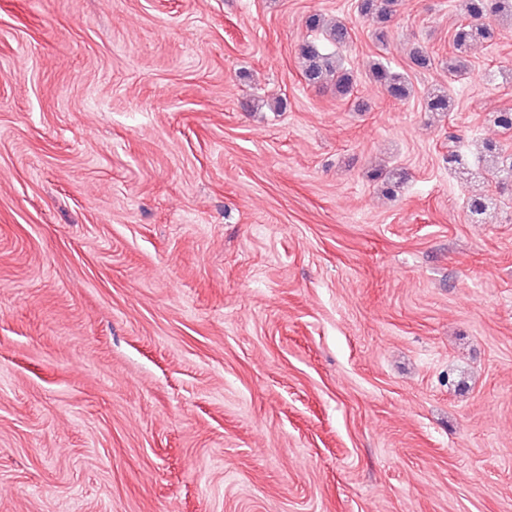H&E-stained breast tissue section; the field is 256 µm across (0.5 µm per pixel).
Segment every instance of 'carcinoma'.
Masks as SVG:
<instances>
[{
    "label": "carcinoma",
    "instance_id": "1",
    "mask_svg": "<svg viewBox=\"0 0 512 512\" xmlns=\"http://www.w3.org/2000/svg\"><path fill=\"white\" fill-rule=\"evenodd\" d=\"M395 2L396 0H360L358 11L363 16L373 15L380 22L389 23L394 16ZM455 8L461 15L462 22L452 35L454 57L448 62V71L451 73L458 72L469 54L495 37L494 21L504 18L512 20V0H455ZM306 27L311 31L324 33L327 40L335 45L347 46L352 43L351 27L346 22L337 21L327 25L320 15L312 14L306 20ZM299 54L305 60L303 74L309 83L330 85L340 97L346 98L352 94L353 78L340 60L323 54L320 46L311 41L300 44ZM371 77L396 99L403 100L410 94L405 74L393 70L383 61L373 65ZM448 109L447 92L437 90L428 93V111L443 113ZM480 155L486 163V173L502 176L512 174V154L505 153L498 142L484 141ZM490 205V199L483 193L467 196V209L474 217L487 216Z\"/></svg>",
    "mask_w": 512,
    "mask_h": 512
}]
</instances>
